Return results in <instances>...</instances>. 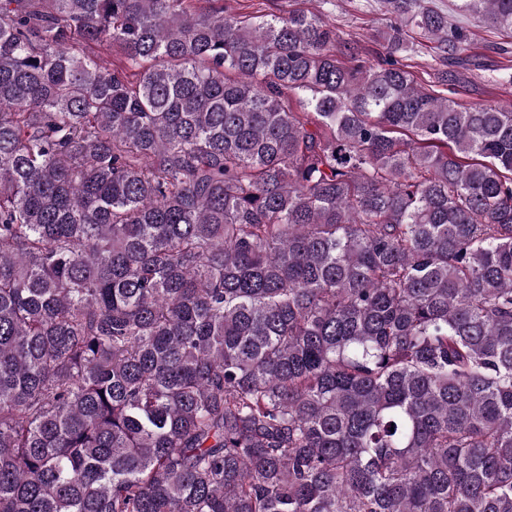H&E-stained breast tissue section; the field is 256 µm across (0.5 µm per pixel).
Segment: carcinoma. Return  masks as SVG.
<instances>
[{
	"label": "carcinoma",
	"instance_id": "carcinoma-1",
	"mask_svg": "<svg viewBox=\"0 0 512 512\" xmlns=\"http://www.w3.org/2000/svg\"><path fill=\"white\" fill-rule=\"evenodd\" d=\"M199 2L0 0V512H512V101Z\"/></svg>",
	"mask_w": 512,
	"mask_h": 512
}]
</instances>
